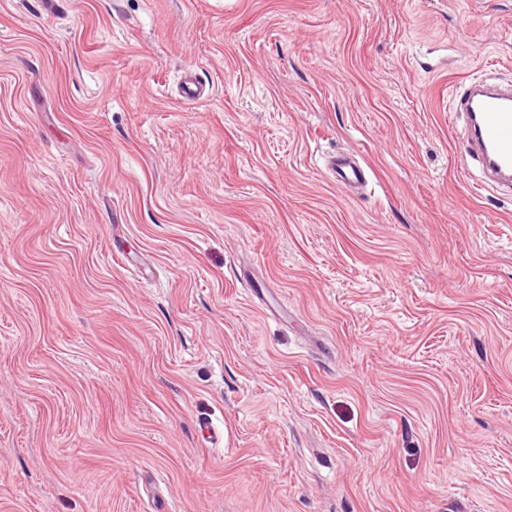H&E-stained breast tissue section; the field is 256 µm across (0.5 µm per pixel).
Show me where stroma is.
Returning <instances> with one entry per match:
<instances>
[{
  "label": "stroma",
  "mask_w": 512,
  "mask_h": 512,
  "mask_svg": "<svg viewBox=\"0 0 512 512\" xmlns=\"http://www.w3.org/2000/svg\"><path fill=\"white\" fill-rule=\"evenodd\" d=\"M482 78L512 0H0V512H512ZM329 168L337 184L343 187L356 188L365 181L364 169L353 155H336L330 160Z\"/></svg>",
  "instance_id": "1"
}]
</instances>
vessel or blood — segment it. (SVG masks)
<instances>
[{"label": "vessel or blood", "instance_id": "1", "mask_svg": "<svg viewBox=\"0 0 512 512\" xmlns=\"http://www.w3.org/2000/svg\"><path fill=\"white\" fill-rule=\"evenodd\" d=\"M456 109L470 130L468 152L491 181L512 184V85L469 82L457 97ZM329 168L343 187L356 188L365 181V172L352 155H336Z\"/></svg>", "mask_w": 512, "mask_h": 512}]
</instances>
